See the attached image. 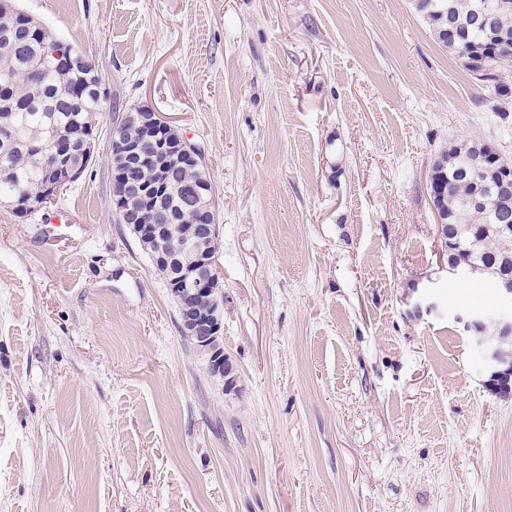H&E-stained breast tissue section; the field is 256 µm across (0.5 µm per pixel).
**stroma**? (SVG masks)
Instances as JSON below:
<instances>
[{
    "label": "stroma",
    "mask_w": 512,
    "mask_h": 512,
    "mask_svg": "<svg viewBox=\"0 0 512 512\" xmlns=\"http://www.w3.org/2000/svg\"><path fill=\"white\" fill-rule=\"evenodd\" d=\"M16 5L110 95L78 181L0 196V512H512V399L454 320L496 302L449 277L427 189L461 140L512 158V127L413 0ZM133 106L216 187L232 385L113 211Z\"/></svg>",
    "instance_id": "stroma-1"
}]
</instances>
